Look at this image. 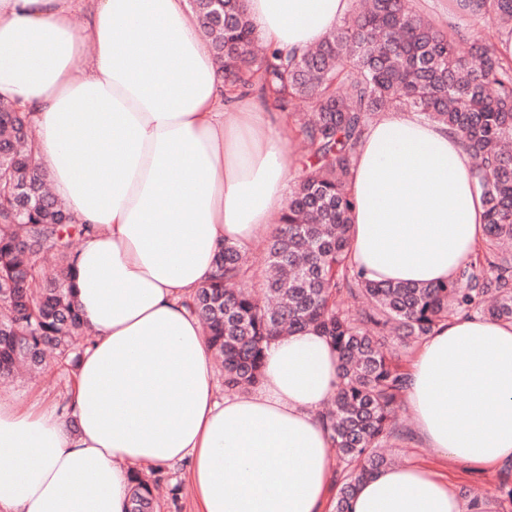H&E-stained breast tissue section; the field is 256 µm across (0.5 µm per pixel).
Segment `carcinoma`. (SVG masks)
<instances>
[{
	"mask_svg": "<svg viewBox=\"0 0 512 512\" xmlns=\"http://www.w3.org/2000/svg\"><path fill=\"white\" fill-rule=\"evenodd\" d=\"M228 90L259 89L282 111L295 100L306 160L287 210L271 236L264 297L245 285L252 265L226 244L209 285L187 303L224 367V390L256 387L265 348L312 328L338 358L336 393L323 423L336 450L333 512H349L358 485L390 465L381 452L399 437L395 406L408 373L386 343L408 348L452 316L512 322V63L488 40L450 34L413 11L409 0L353 2L351 13L302 56L277 50L257 57L241 0H192ZM470 12L512 24V0H466ZM398 109L456 131L483 191L485 238L476 261L449 282L378 283L349 262L351 168L365 127ZM31 113L0 100V380L20 369H74L85 325L68 284L75 240L93 230L76 223L33 165ZM150 483L131 475L127 512H154Z\"/></svg>",
	"mask_w": 512,
	"mask_h": 512,
	"instance_id": "carcinoma-1",
	"label": "carcinoma"
}]
</instances>
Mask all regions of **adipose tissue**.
I'll use <instances>...</instances> for the list:
<instances>
[{"label": "adipose tissue", "instance_id": "1", "mask_svg": "<svg viewBox=\"0 0 512 512\" xmlns=\"http://www.w3.org/2000/svg\"><path fill=\"white\" fill-rule=\"evenodd\" d=\"M351 4L244 0L257 38L296 54ZM200 29L190 0H0V99L31 112L35 165L54 196L100 228L73 263L95 339L68 412L20 409L0 387V512H126L132 466L182 462L201 512H323L334 485L329 340L309 330L272 341L258 387L221 395L185 307L224 244H252L286 211L295 163L286 114L229 94ZM348 191L350 259L369 280H450L484 238L469 154L415 113L369 121ZM409 373L405 399L427 447L473 468L512 465V324L442 322ZM349 510L479 512L444 475L408 463L361 482Z\"/></svg>", "mask_w": 512, "mask_h": 512}]
</instances>
